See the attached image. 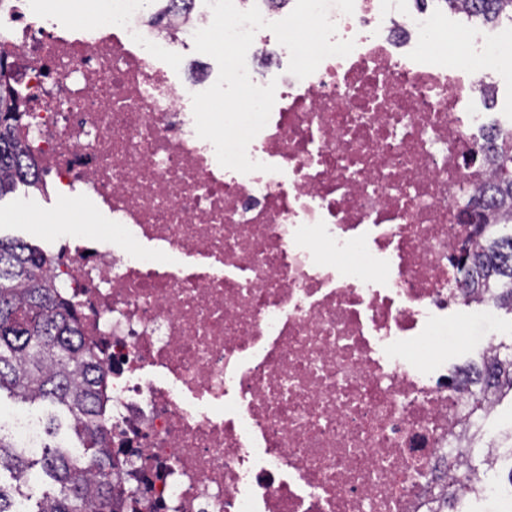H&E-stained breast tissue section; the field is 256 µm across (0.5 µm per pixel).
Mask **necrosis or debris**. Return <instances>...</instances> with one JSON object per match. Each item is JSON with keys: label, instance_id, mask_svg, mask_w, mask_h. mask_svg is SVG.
Wrapping results in <instances>:
<instances>
[{"label": "necrosis or debris", "instance_id": "necrosis-or-debris-1", "mask_svg": "<svg viewBox=\"0 0 512 512\" xmlns=\"http://www.w3.org/2000/svg\"><path fill=\"white\" fill-rule=\"evenodd\" d=\"M0 17L44 183L92 198L57 278L110 368L106 428L124 512H431L465 465L471 385L448 372L458 256L480 237L496 46L437 50L448 19L401 0L330 8L345 57L277 79L247 147L222 167L198 136L180 54L211 13L147 26L149 0L82 21Z\"/></svg>", "mask_w": 512, "mask_h": 512}]
</instances>
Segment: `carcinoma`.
Segmentation results:
<instances>
[{
    "mask_svg": "<svg viewBox=\"0 0 512 512\" xmlns=\"http://www.w3.org/2000/svg\"><path fill=\"white\" fill-rule=\"evenodd\" d=\"M448 10H466L469 18L492 23L512 18V0H442ZM16 78L0 69V197L16 182L40 187V165L22 143ZM495 180L488 193L501 204L512 203V143L494 148ZM512 224V209L494 218L483 244L466 257L458 271L466 287L512 312V233L500 232V224ZM52 255L22 241L0 239V393L25 403L47 402L59 414L48 418L45 432L54 434L66 417L69 427L89 453L96 473L82 469L70 450L44 446L40 458L27 455L18 441L0 435V471L10 472L14 485L0 487V512H14L15 502L26 496L22 482L30 470H41L57 487L45 496L35 512H122L123 499L112 494V452L104 430L103 389L108 376L85 343L80 319L55 283ZM469 417L474 431L469 436V457L492 467L497 461L512 463L511 443L482 442V422L491 410L512 395V351L487 361L476 372Z\"/></svg>",
    "mask_w": 512,
    "mask_h": 512,
    "instance_id": "cac0c4a2",
    "label": "carcinoma"
}]
</instances>
